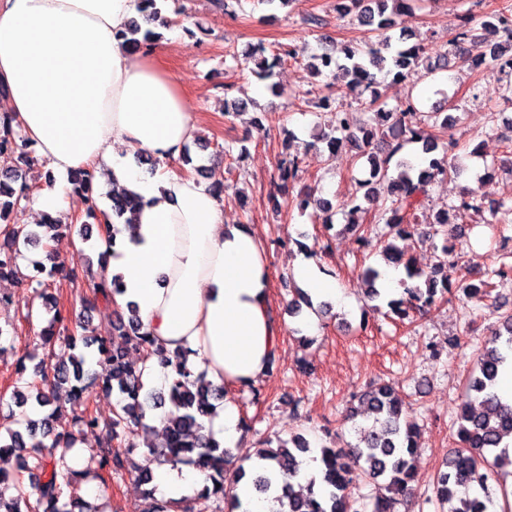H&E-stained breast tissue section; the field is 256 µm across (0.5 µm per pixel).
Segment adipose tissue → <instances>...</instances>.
I'll return each mask as SVG.
<instances>
[{
	"label": "adipose tissue",
	"mask_w": 512,
	"mask_h": 512,
	"mask_svg": "<svg viewBox=\"0 0 512 512\" xmlns=\"http://www.w3.org/2000/svg\"><path fill=\"white\" fill-rule=\"evenodd\" d=\"M139 0H0V107L14 116L53 183L34 194L35 214L72 206L70 173L93 172L141 200L135 225L108 248L106 274H120L118 307L135 305L164 352L184 350L194 374L224 388L257 383L269 369L279 329L268 306L265 248L248 225L228 224L214 193L170 170L195 136L190 103L162 63L132 53L119 36ZM158 159L154 173L136 155ZM293 276L336 308L352 303L334 277L298 261ZM158 494L179 500L204 487L188 466L155 469Z\"/></svg>",
	"instance_id": "obj_1"
}]
</instances>
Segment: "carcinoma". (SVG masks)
Here are the masks:
<instances>
[{"mask_svg": "<svg viewBox=\"0 0 512 512\" xmlns=\"http://www.w3.org/2000/svg\"><path fill=\"white\" fill-rule=\"evenodd\" d=\"M412 0H350L340 6L346 14L356 12L358 24L378 37L367 39L365 47L351 44L326 49L315 59L332 60L328 72L333 79L349 90L361 89L369 92L364 101L366 122L354 120L353 113L332 108V99L322 98V107L331 110L330 132L322 133L318 141L326 143L328 158H333L344 144L370 145L378 140L383 149L366 154L369 178L359 183L366 203L377 206L373 223L384 224L396 231L400 237L413 235L417 224V212L424 208L428 186L435 176L446 172V158L433 156L440 142L431 133L437 128L447 129L450 117L442 116V110L424 112L419 103L408 98L394 109L388 108L385 86L379 77L394 76L405 80L414 75L432 76L438 69L448 67V52L438 47H428L421 42L408 44L412 34L398 27L396 16L411 10ZM124 43L134 52H149L160 39V34L149 29L142 30L140 21L133 19L120 33ZM470 41L480 48H490V53H480L478 60L490 58L499 68L512 65V18L505 14L496 21H482L471 10L461 15V23L450 41L455 46ZM291 56L287 49L266 55L262 46L252 48L246 58L255 65L254 73L270 80L285 57ZM15 118L0 114V150L8 147L18 154L23 167L14 170L12 176L0 179V281L8 280L32 290L33 298L42 300L46 312L51 314L41 329L42 348L45 357L34 366L31 379L22 374L25 365H20V377L12 392V407L8 419L18 428H6L0 435V456L13 457L15 468H0V512H100L77 493L76 482L81 472L73 468L68 452L86 429L99 431V447L90 449L91 459L101 472L109 475L136 473L144 484L152 482L153 476L119 451L120 439L141 435L148 454L160 463L172 466L188 465L205 475L211 483L201 491L200 498L212 497L223 500L229 512H237L241 503L235 489L246 479L251 480L260 492H277L275 501L278 512H359L351 500L349 488L356 481L373 486L371 512H399L408 508L415 485L421 482L416 465L419 427L408 420L405 404L393 385L386 382L372 383L350 403L346 421L352 424L357 442L344 448L336 444L311 448L303 435H294L277 444L267 442L255 452L254 475L247 476L246 468L236 464V456L229 448L220 446L212 436L204 433V419L211 416L216 403L224 401V389L213 388L191 379L192 371L187 364V354L175 352L164 358L172 368L171 382L165 388L149 387L143 380V372L130 361V356L145 360L157 354L150 335L142 330V324L133 317L124 320L116 312L117 321L112 332L118 333L121 343L99 335L87 320H68L67 311L60 306L58 297L49 292L52 283L62 279L74 285L80 282L79 273L55 260L50 243L59 236L62 221L50 214L43 216L42 223L19 226L9 222L12 213L21 210L22 203L30 200L34 185L27 181V170L34 165L29 155L30 143L16 127ZM408 143H419L423 153L429 155L417 168L408 160L399 157ZM301 169L297 157L283 159L271 178V186L279 190L288 181L295 179ZM93 174L79 172L72 183L84 197L86 218H106L112 226V234L120 233L116 222L140 207V199L132 194H111V211L98 208L92 196ZM391 197L388 207L378 205L379 193ZM482 202L471 195L437 210L430 223L433 232L449 237L456 229L455 217L460 211H479ZM369 209L354 205L348 211L346 228L365 241L372 227L364 223V214ZM37 244L46 251V257L54 260L47 268L33 263L31 268L40 274L21 271L19 260L23 249ZM376 248L387 264L404 266L410 279L424 280L425 287L406 286L405 296L388 302L390 311L398 318H410V314L421 312L451 293L448 268L458 274L457 289L477 302L490 295L500 282L512 276V263L505 260L486 272L480 285L466 283L472 261L461 256L448 261L452 248L448 243L441 247L442 257L429 270L414 266L413 260L404 251L389 241L388 233H377ZM380 278L378 268L369 265L362 270L361 280L366 284L367 296L376 300L381 291L376 287ZM121 280L112 281L89 273L88 287L92 288L94 300L86 302L89 307L100 301L112 303V295L121 292ZM60 345L69 351L68 361L53 362L51 348ZM98 357V362L107 366L101 377L89 369V355ZM512 363V313L500 315L499 329L480 344L477 349L476 369L467 381L466 398L458 415V448L444 462L445 470L432 481L433 493L448 512H485L494 504L489 484L500 478L512 476V404L502 401L497 393L500 369ZM112 392L117 397V406L112 417L100 419L88 408L93 387ZM169 407L165 414L164 432L169 443L157 447L143 425L149 409ZM70 408L71 430L58 432L55 424L61 419L64 408ZM52 437L46 445L36 435ZM318 453L321 468L309 476L302 469L304 457ZM475 486L484 496H470Z\"/></svg>", "mask_w": 512, "mask_h": 512, "instance_id": "cac0c4a2", "label": "carcinoma"}]
</instances>
